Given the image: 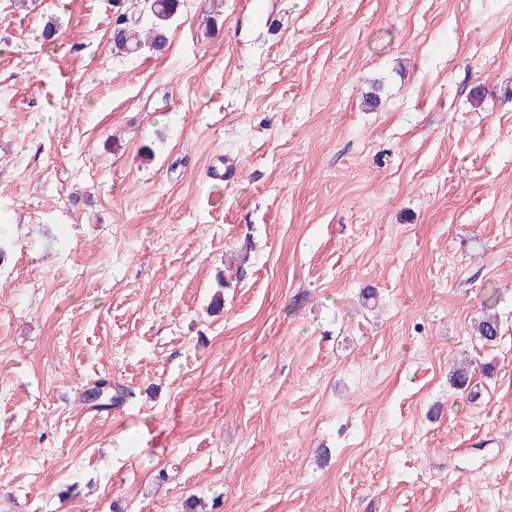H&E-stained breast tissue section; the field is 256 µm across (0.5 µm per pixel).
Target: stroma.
I'll return each mask as SVG.
<instances>
[{"instance_id":"stroma-1","label":"stroma","mask_w":512,"mask_h":512,"mask_svg":"<svg viewBox=\"0 0 512 512\" xmlns=\"http://www.w3.org/2000/svg\"><path fill=\"white\" fill-rule=\"evenodd\" d=\"M145 11L0 0V512H512V0ZM149 12L152 16L150 26L143 29L139 23H131L122 13L116 19L112 29V40L119 53L137 54L146 45L151 49L161 50L166 44L167 22L177 14L182 6L181 0H151Z\"/></svg>"}]
</instances>
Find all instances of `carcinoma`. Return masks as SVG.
<instances>
[{
  "instance_id": "obj_1",
  "label": "carcinoma",
  "mask_w": 512,
  "mask_h": 512,
  "mask_svg": "<svg viewBox=\"0 0 512 512\" xmlns=\"http://www.w3.org/2000/svg\"><path fill=\"white\" fill-rule=\"evenodd\" d=\"M181 6V0H152L149 9L152 21L145 30L140 28L139 23H132L125 15H119L116 26L112 29L115 50L123 54H136L145 46L163 49L166 44L167 22L180 11ZM479 333L485 342H496L500 333L497 318L487 316L479 325ZM108 385L110 382L100 380L90 389V392L101 395L97 407L102 409L110 408L122 399V395L112 393Z\"/></svg>"
}]
</instances>
